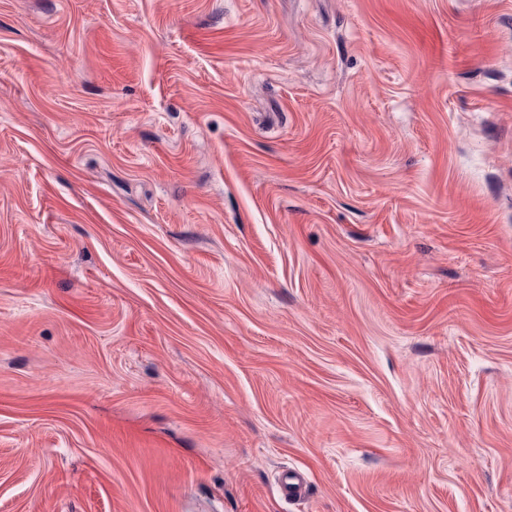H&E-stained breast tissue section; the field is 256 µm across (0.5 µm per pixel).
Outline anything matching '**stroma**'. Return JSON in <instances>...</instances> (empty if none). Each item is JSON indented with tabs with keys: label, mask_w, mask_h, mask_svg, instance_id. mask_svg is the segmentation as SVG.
<instances>
[{
	"label": "stroma",
	"mask_w": 512,
	"mask_h": 512,
	"mask_svg": "<svg viewBox=\"0 0 512 512\" xmlns=\"http://www.w3.org/2000/svg\"><path fill=\"white\" fill-rule=\"evenodd\" d=\"M0 512H512V0H0Z\"/></svg>",
	"instance_id": "obj_1"
}]
</instances>
